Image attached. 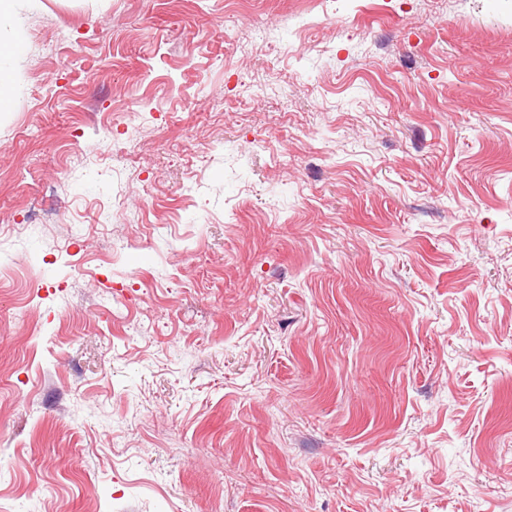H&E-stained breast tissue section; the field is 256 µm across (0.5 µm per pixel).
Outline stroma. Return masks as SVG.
Segmentation results:
<instances>
[{"instance_id": "obj_1", "label": "stroma", "mask_w": 512, "mask_h": 512, "mask_svg": "<svg viewBox=\"0 0 512 512\" xmlns=\"http://www.w3.org/2000/svg\"><path fill=\"white\" fill-rule=\"evenodd\" d=\"M0 512H512V0H16Z\"/></svg>"}]
</instances>
